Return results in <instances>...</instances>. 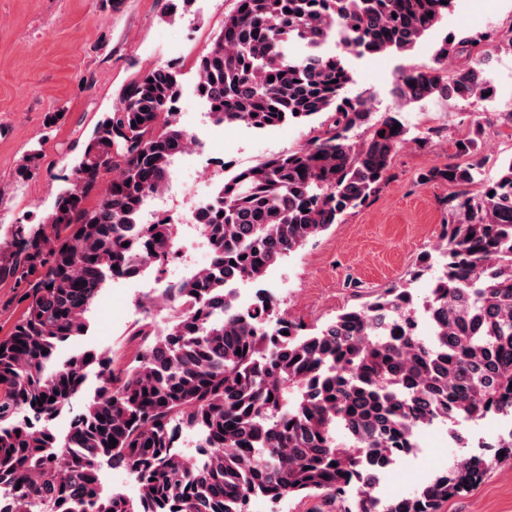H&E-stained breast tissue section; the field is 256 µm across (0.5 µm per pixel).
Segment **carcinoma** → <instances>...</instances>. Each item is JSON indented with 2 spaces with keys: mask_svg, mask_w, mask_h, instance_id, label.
I'll list each match as a JSON object with an SVG mask.
<instances>
[{
  "mask_svg": "<svg viewBox=\"0 0 512 512\" xmlns=\"http://www.w3.org/2000/svg\"><path fill=\"white\" fill-rule=\"evenodd\" d=\"M451 4L235 0L198 63L214 121L256 130L319 123L307 143L216 186L215 202L197 214L216 262L162 294L177 312L164 335L145 322L129 359L86 350L59 362L58 346L87 332L107 279L160 268L173 254L176 225L137 218L146 192L164 189L190 143L175 119L177 72L157 68L125 88L39 227L17 224L0 243V283L14 281L27 301L0 337V512H250L257 495L280 502L304 493L336 498L340 512H378L363 482L364 456L385 465L410 447L414 423L512 415V159L488 180L478 161L424 176L461 187L437 249L431 331L419 330L402 285L308 333L263 300L234 305L233 285L262 279L365 204L406 142L397 118L370 124L366 104L347 96L342 55L323 46L335 39L343 55L409 52ZM294 43L305 48L299 57L289 52ZM502 47L512 50V37L445 38L437 61L459 48L473 64L448 76L434 67L404 71L396 93L407 102L483 96L491 89L480 65ZM367 124L369 136L354 142L351 132ZM485 135L476 129L457 152L474 155ZM92 368L100 386L61 443L51 423L82 394ZM183 427L202 436L196 456L172 445ZM511 457L512 430L479 454L454 458L385 512H439ZM104 462L136 474L137 497L104 491Z\"/></svg>",
  "mask_w": 512,
  "mask_h": 512,
  "instance_id": "obj_1",
  "label": "carcinoma"
}]
</instances>
